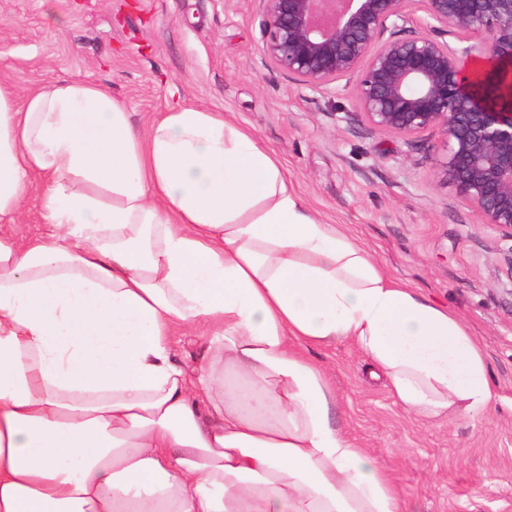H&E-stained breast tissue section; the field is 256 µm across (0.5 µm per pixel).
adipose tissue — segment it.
<instances>
[{
    "instance_id": "1",
    "label": "adipose tissue",
    "mask_w": 512,
    "mask_h": 512,
    "mask_svg": "<svg viewBox=\"0 0 512 512\" xmlns=\"http://www.w3.org/2000/svg\"><path fill=\"white\" fill-rule=\"evenodd\" d=\"M0 512H409L305 352L354 343L410 412L483 413L484 355L289 190L223 113L148 133L103 88L0 85ZM210 358L174 362L173 328ZM43 188L33 181L27 189L22 211L11 226L5 227L4 232L19 242H25L46 229L42 208Z\"/></svg>"
}]
</instances>
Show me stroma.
I'll return each instance as SVG.
<instances>
[{
    "instance_id": "35a3bbf8",
    "label": "stroma",
    "mask_w": 512,
    "mask_h": 512,
    "mask_svg": "<svg viewBox=\"0 0 512 512\" xmlns=\"http://www.w3.org/2000/svg\"><path fill=\"white\" fill-rule=\"evenodd\" d=\"M260 0H0V84L68 78L125 102L139 130L175 106L223 113L275 154L288 187L400 286L448 308L482 348L498 399L470 417L405 411L352 342L312 349L336 420L413 512H512V245L437 170L443 137L371 127L350 79L319 92L262 53ZM32 182L6 234L46 228Z\"/></svg>"
}]
</instances>
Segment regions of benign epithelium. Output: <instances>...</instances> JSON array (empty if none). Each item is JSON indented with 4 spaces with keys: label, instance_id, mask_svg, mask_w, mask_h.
<instances>
[{
    "label": "benign epithelium",
    "instance_id": "benign-epithelium-1",
    "mask_svg": "<svg viewBox=\"0 0 512 512\" xmlns=\"http://www.w3.org/2000/svg\"><path fill=\"white\" fill-rule=\"evenodd\" d=\"M260 2L268 60L318 90L354 80L375 129L439 130L440 173L512 241V0ZM450 33L477 43L459 54Z\"/></svg>",
    "mask_w": 512,
    "mask_h": 512
}]
</instances>
